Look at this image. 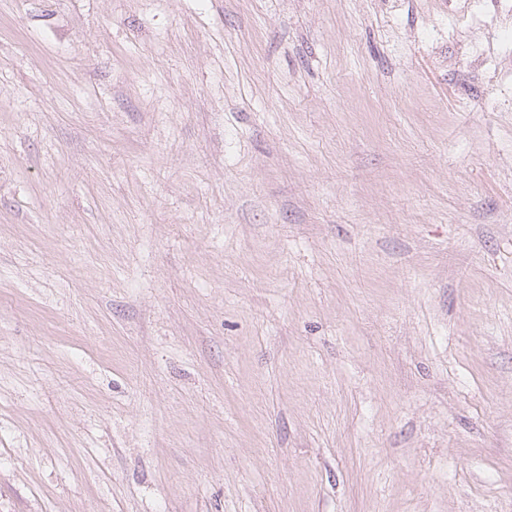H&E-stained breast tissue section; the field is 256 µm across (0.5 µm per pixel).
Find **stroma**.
<instances>
[{
	"mask_svg": "<svg viewBox=\"0 0 512 512\" xmlns=\"http://www.w3.org/2000/svg\"><path fill=\"white\" fill-rule=\"evenodd\" d=\"M0 512H512V22L0 0Z\"/></svg>",
	"mask_w": 512,
	"mask_h": 512,
	"instance_id": "obj_1",
	"label": "stroma"
}]
</instances>
